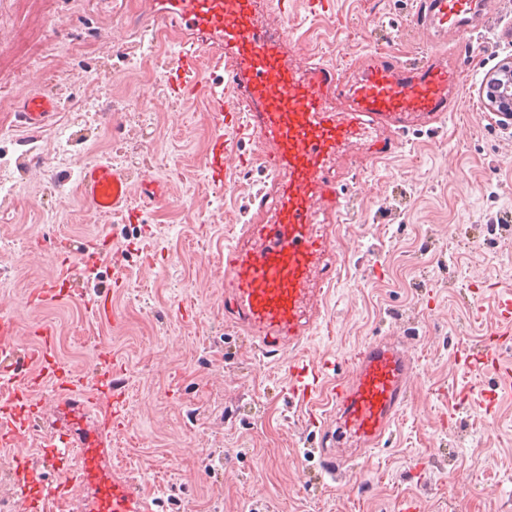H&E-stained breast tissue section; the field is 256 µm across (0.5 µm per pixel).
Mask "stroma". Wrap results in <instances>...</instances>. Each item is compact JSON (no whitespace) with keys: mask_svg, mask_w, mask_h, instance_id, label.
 <instances>
[{"mask_svg":"<svg viewBox=\"0 0 512 512\" xmlns=\"http://www.w3.org/2000/svg\"><path fill=\"white\" fill-rule=\"evenodd\" d=\"M269 0L271 19H285L296 54L315 56L340 70L363 57L389 51L415 58L431 40L410 25L417 0H329L330 9L309 12L307 0H288L287 12ZM136 0L113 10L108 0H0V90L19 98L29 89L56 95L57 115L39 131L44 147L40 174L18 175L9 206L0 216V261L10 268L0 281V305L16 320V340L28 348L40 326L56 333L57 360L91 374L103 385L113 365L126 384L125 427L139 443H112V466L127 474L145 468L138 484L152 512H170L171 487L187 484L221 512H401L415 501L418 512H512V397L492 416L472 406L449 405L448 389L486 392L492 367L469 372L442 348L455 319H469L470 347L496 328L495 297L512 291V250L482 241L487 187L498 193V216L512 219V132L494 127L479 87L512 58V0H492L481 40L450 45L471 104L448 113L435 129L404 137L395 155L360 168L348 180L358 239L350 243L349 274L335 281L319 328L301 345L273 357L244 332L227 326L221 304L224 246L240 227L224 221L237 199L230 185H215L205 166L210 127L204 96L170 108L167 66L181 49L161 50L153 81L130 76L112 54L113 41L136 29ZM23 30L26 45L10 41L8 28ZM129 109H152L157 122L143 144L145 159L129 167L166 181L167 203L139 217L113 223L81 199L76 169L108 158L128 127L114 117L116 93ZM73 139L69 154L51 146L61 128ZM65 185L68 201L57 187ZM401 224L400 240L391 225ZM108 233L109 247L77 278L86 295L35 305L32 294L67 274L55 256L57 239L74 244ZM146 244L152 264L134 261L115 274L113 254ZM453 255L468 274L454 291L441 283V258ZM496 269L494 289L481 288L482 256ZM115 319L93 315L91 293L111 285ZM432 308L418 336L386 309ZM405 338L417 379L408 405L366 465L336 478L324 476L319 456L305 443L316 428L310 412L328 411L329 390L349 370L348 360L373 336ZM329 363L311 405L288 392V364ZM224 457L210 472L207 453Z\"/></svg>","mask_w":512,"mask_h":512,"instance_id":"obj_1","label":"stroma"}]
</instances>
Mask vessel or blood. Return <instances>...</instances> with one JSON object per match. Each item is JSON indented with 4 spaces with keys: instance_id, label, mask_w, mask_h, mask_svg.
I'll return each instance as SVG.
<instances>
[{
    "instance_id": "vessel-or-blood-1",
    "label": "vessel or blood",
    "mask_w": 512,
    "mask_h": 512,
    "mask_svg": "<svg viewBox=\"0 0 512 512\" xmlns=\"http://www.w3.org/2000/svg\"><path fill=\"white\" fill-rule=\"evenodd\" d=\"M256 0H152V14L178 22L186 43L167 75L175 94L197 93L202 53L224 57V79L207 92L213 135L207 165L214 182L226 181L230 159L243 141L259 143V163L274 178L273 193H259L251 224L224 247V313L259 337L262 348L280 353L311 335L322 318L326 289L336 276L332 224L349 211L342 189L348 165L367 163L400 149V135L465 107L461 71L442 44L449 37L470 38L484 0H420L412 20L432 31L433 43L409 62L384 52L374 54L357 76L342 81L337 67L313 57L298 58L283 27L255 18ZM60 109L59 100L31 90L19 100L17 122L43 128ZM80 195L101 214L137 212L167 201L165 183L142 179L132 185L111 160L82 164ZM495 312L502 338L512 337V293L499 296ZM15 322L0 315V360L20 389L39 383L47 390L56 419L43 438V457L53 478L26 470L25 486L39 503L62 498L72 479L93 485L91 512H150L134 483L107 463L112 436L120 429L115 415L93 414L85 387L57 363L53 333L43 328L34 347L19 351L12 340ZM477 364L495 366L504 386L512 369L500 366L497 344H485ZM46 368L34 380L32 366ZM321 369L290 364L288 391L310 401ZM417 378L403 340L376 336L354 355L350 376L332 390L336 425L324 433V472L335 476L360 452L379 443L406 407Z\"/></svg>"
}]
</instances>
